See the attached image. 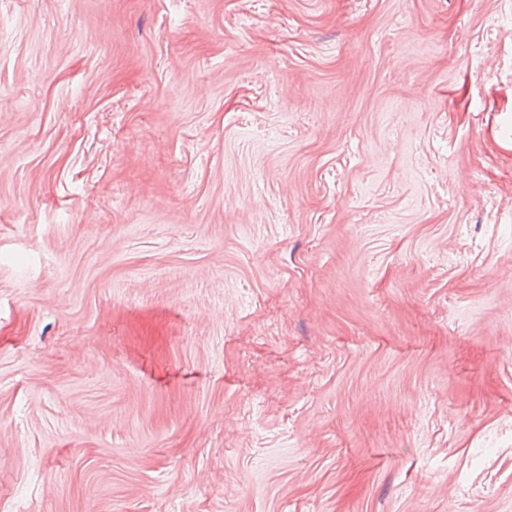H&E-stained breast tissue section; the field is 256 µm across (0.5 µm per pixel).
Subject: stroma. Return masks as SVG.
<instances>
[{"instance_id": "obj_1", "label": "stroma", "mask_w": 512, "mask_h": 512, "mask_svg": "<svg viewBox=\"0 0 512 512\" xmlns=\"http://www.w3.org/2000/svg\"><path fill=\"white\" fill-rule=\"evenodd\" d=\"M0 512H512V0H0Z\"/></svg>"}]
</instances>
